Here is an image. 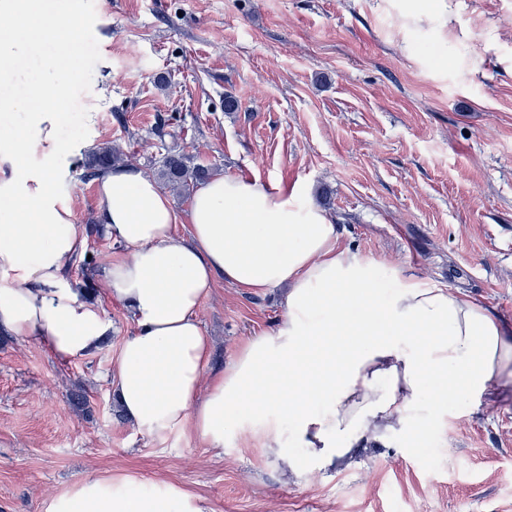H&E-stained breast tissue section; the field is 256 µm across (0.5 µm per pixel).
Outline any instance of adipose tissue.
Instances as JSON below:
<instances>
[{"label": "adipose tissue", "mask_w": 512, "mask_h": 512, "mask_svg": "<svg viewBox=\"0 0 512 512\" xmlns=\"http://www.w3.org/2000/svg\"><path fill=\"white\" fill-rule=\"evenodd\" d=\"M0 19L19 25L0 33L1 78L35 44L55 47L22 94H0V112L23 115L20 128L0 127V331L81 358L111 336L112 321L65 278L87 243L58 196L73 152L60 130L80 80L65 67L80 49L78 7L0 0ZM95 189L115 245L102 282L136 325L112 368V392L141 433H174L218 454L232 434L293 481L397 435L422 441L449 401L495 400L512 371V328L494 308L398 268L382 292L381 265L343 246L337 224L301 189L219 175L183 213L135 166L100 172ZM220 282L250 294L283 289L285 311L215 371L198 312ZM294 444L306 457L292 455ZM41 512L204 509L170 483L137 489L87 477Z\"/></svg>", "instance_id": "ef3b65f1"}]
</instances>
